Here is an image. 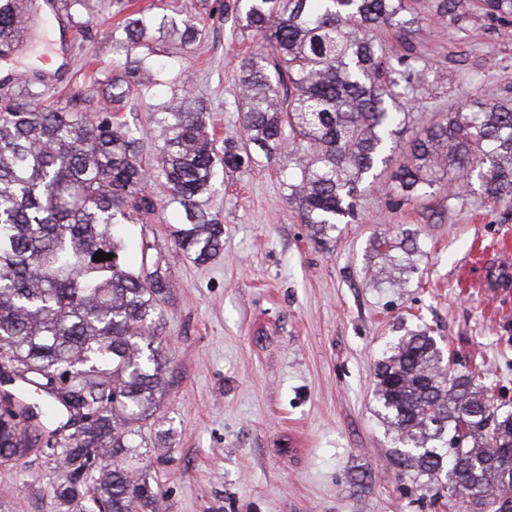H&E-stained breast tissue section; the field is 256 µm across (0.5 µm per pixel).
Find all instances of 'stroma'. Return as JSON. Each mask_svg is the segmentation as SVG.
<instances>
[{"label":"stroma","instance_id":"35a3bbf8","mask_svg":"<svg viewBox=\"0 0 512 512\" xmlns=\"http://www.w3.org/2000/svg\"><path fill=\"white\" fill-rule=\"evenodd\" d=\"M155 2L92 0L88 30L28 42L9 64L48 57L49 70L64 69L68 92L95 97L90 74L124 60L109 31ZM166 2L200 13L205 32L184 50L156 46L168 81L120 114L147 159L158 142L149 107L181 88L210 105L218 140H239L240 67L260 44L223 19L216 0ZM441 2L409 0L420 22L408 39L381 35L388 58L411 47L449 76L410 103V137L461 102L512 98V17L489 18L479 0H461L453 22ZM391 173L364 183L355 218L323 245L289 205L280 163L260 154L225 174L209 202L224 226L215 260L197 263L175 246V207L132 225L133 259L151 243L173 283L157 323L168 384L137 427L136 465L160 512H456L445 479L395 465L375 366L399 337L424 332L458 371L483 368L496 405L512 411V208L446 178L408 201ZM384 233L411 236L419 248L400 287L372 277L373 241ZM58 471L31 449L0 472V512H66L54 491Z\"/></svg>","mask_w":512,"mask_h":512}]
</instances>
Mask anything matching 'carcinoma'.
I'll list each match as a JSON object with an SVG mask.
<instances>
[{
	"label": "carcinoma",
	"mask_w": 512,
	"mask_h": 512,
	"mask_svg": "<svg viewBox=\"0 0 512 512\" xmlns=\"http://www.w3.org/2000/svg\"><path fill=\"white\" fill-rule=\"evenodd\" d=\"M491 18L512 16V0H480ZM62 26L90 23V0H45ZM220 11L259 35L265 47L241 66V137L218 151L207 107L184 89L154 110L160 131L153 160L117 112L160 84L165 70L142 49L157 34L188 47L204 26L142 14L112 31L125 51L117 74L97 79L101 101L72 94L49 108L39 99L63 81L35 65L0 76V464L46 448L63 461L56 484L65 505L84 498L86 472L98 470L93 503L109 512H158L138 473L103 464L125 450L138 457L134 424L153 414L165 390L166 348L156 333L169 278L129 266L120 224L153 217L148 186L166 188L179 208L174 243L205 263L223 247L224 225L205 209L218 171L251 162L248 148L283 162L310 237L324 243L355 216L361 185L388 161L428 79L414 52L391 61L377 33L402 38L418 18L408 0H221ZM36 0H0V59L23 40ZM482 171L480 190L512 204V100L472 99L405 142L393 188L415 199L449 174ZM374 278L401 284L407 252L376 238ZM102 251L110 260L93 261ZM481 371L456 374L435 339L403 336L378 362L374 397L399 444L398 465L445 474L448 499L469 512H512V412L499 416ZM71 433L64 434L62 429Z\"/></svg>",
	"instance_id": "obj_1"
}]
</instances>
